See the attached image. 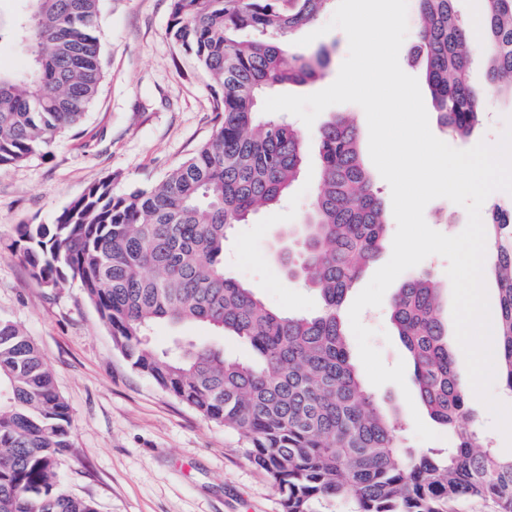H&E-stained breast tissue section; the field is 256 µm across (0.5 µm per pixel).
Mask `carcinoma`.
Returning <instances> with one entry per match:
<instances>
[{
    "label": "carcinoma",
    "mask_w": 512,
    "mask_h": 512,
    "mask_svg": "<svg viewBox=\"0 0 512 512\" xmlns=\"http://www.w3.org/2000/svg\"><path fill=\"white\" fill-rule=\"evenodd\" d=\"M7 33L28 66L0 69V168L46 153L78 127L103 77L100 0H27ZM335 0H172L168 33L211 77L215 135L161 182L116 193L92 184L51 224H20L14 246L45 288L77 281L138 372L203 418L244 440L246 454L280 493L282 512H446L463 497L512 512V456L497 454L470 424L463 378L448 346L439 289L426 272L395 292L390 319L430 417L448 448H413L386 403L367 391L351 360L342 307L384 248L387 215L346 113L316 136L320 183L288 269L322 300L313 315L268 307L224 272V238L278 204L302 172L305 139L283 117H261L264 96L322 75L327 53L290 52L286 38ZM459 0H417L415 60L440 124L466 136L480 122L481 92L512 101V0H484V42L470 43ZM486 235L498 285L497 367L512 391V203L492 201ZM160 323H202L256 355L224 356L188 337L162 351ZM72 447L71 413L31 340L0 318V512H96L67 491L58 468Z\"/></svg>",
    "instance_id": "cac0c4a2"
}]
</instances>
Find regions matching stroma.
<instances>
[{
    "instance_id": "1",
    "label": "stroma",
    "mask_w": 512,
    "mask_h": 512,
    "mask_svg": "<svg viewBox=\"0 0 512 512\" xmlns=\"http://www.w3.org/2000/svg\"><path fill=\"white\" fill-rule=\"evenodd\" d=\"M171 0H101L97 36L104 78L79 132L60 136L49 153L0 169V317L22 327L38 345L68 403L73 446L60 471L66 488L94 502L97 512H281L280 496L252 465L243 444L159 389L133 369L79 284L39 285L15 250L16 227L49 224L94 182L111 178L115 191L146 188L215 133L210 77L168 35ZM323 49L330 63L311 82L287 86L310 95L330 86L348 55V39L332 30L295 53ZM465 137L447 133L429 112L432 133L457 149L497 144L512 102L491 98ZM319 184L309 157L302 177L281 203L234 225L224 241V270L269 307L316 312L321 302L284 262ZM427 224L461 233L466 210L437 198ZM360 319L386 365L409 353L390 320L388 304Z\"/></svg>"
}]
</instances>
